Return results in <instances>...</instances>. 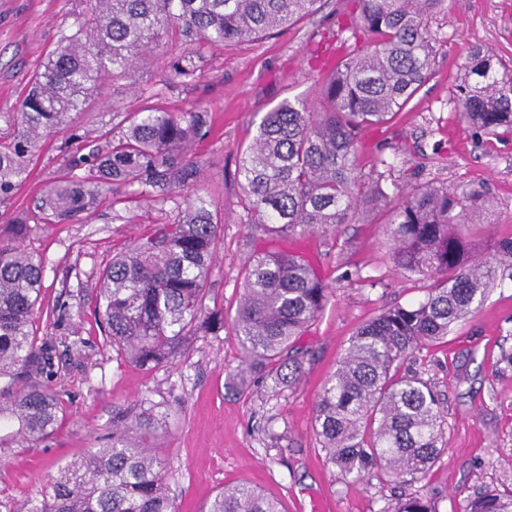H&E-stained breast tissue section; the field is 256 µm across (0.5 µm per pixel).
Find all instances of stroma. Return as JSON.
I'll return each instance as SVG.
<instances>
[{
  "label": "stroma",
  "instance_id": "1",
  "mask_svg": "<svg viewBox=\"0 0 512 512\" xmlns=\"http://www.w3.org/2000/svg\"><path fill=\"white\" fill-rule=\"evenodd\" d=\"M350 0H327L318 13L279 36L217 46L200 62L190 87L166 92L173 112L196 107L212 115V133L197 147L202 175L196 186L224 213V245L215 259L206 304L234 313L243 294L242 267L253 252H288L304 258L330 287L318 318L296 337L302 360L299 384L272 391L270 378L239 388L233 377L241 349L228 329L192 337L169 362L143 370L104 342L94 316L99 272L116 251L134 245L159 216L138 208L136 219L114 218L100 207L77 224H35L26 245L44 257L37 333L56 340L63 358L46 380L63 404L56 430L27 445L15 426L0 428V512L39 496L58 466L112 440L117 411L152 400L166 425L151 444L168 462L177 512H204L225 485L248 482L278 498L285 512H378L393 484H354L325 459L313 430L314 408L325 379L356 329L385 308L421 299L426 279L398 269L385 211L366 222L296 231L264 232L244 221L241 191L233 178L237 154L264 115L283 99L313 100L317 62L330 58L338 15ZM75 0H0V113L12 111L60 31L73 26ZM436 55L431 74L391 123L360 133L363 159L383 155L387 182L408 188L428 183L467 197L462 234L486 254L512 239V133L490 135L458 118V79L471 50L493 52L512 70V0H447L430 22ZM167 71L164 60H146L115 82H104L73 116L92 140L58 135L43 142L31 174L0 212L33 208L42 191L66 171L77 151L104 148L112 110L137 106V90ZM64 308L55 326L47 314ZM512 278L501 277L485 302L457 323L442 342L407 358L401 373H418L438 394L446 420L447 448L416 490L439 512H464L465 499L494 482L512 487Z\"/></svg>",
  "mask_w": 512,
  "mask_h": 512
}]
</instances>
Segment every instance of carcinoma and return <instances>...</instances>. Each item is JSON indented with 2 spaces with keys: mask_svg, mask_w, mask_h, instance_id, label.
<instances>
[{
  "mask_svg": "<svg viewBox=\"0 0 512 512\" xmlns=\"http://www.w3.org/2000/svg\"><path fill=\"white\" fill-rule=\"evenodd\" d=\"M321 0H78L74 26L61 32L0 139V205L29 178L42 141L82 138L71 114L107 76L117 80L162 40L184 49L168 64L166 85L188 86L207 46L257 41L318 10ZM347 26L361 44L326 68L317 101L282 100L265 113L240 150L236 179L247 223L275 234L363 221L389 209L397 266L430 281L422 300L383 310L362 325L329 375L315 405L314 430L327 461L360 483L425 477L445 451L446 422L425 381L399 374L407 356L448 336L484 302L496 282L497 256L512 259V240L482 258L454 232L461 198L446 187L389 189L376 159L361 164L358 133L389 122L427 79L435 55L429 31L445 0H353ZM487 50L471 51L459 85L461 115L488 134L512 132V73ZM151 93L127 112L105 153L74 154L31 213L0 230V422L18 425L28 444L62 420L56 395L38 378L53 372L54 341L34 330L44 265L23 241L30 223L73 224L107 198L130 211L151 201L163 214L132 247L112 255L99 276L94 315L109 345L151 370L181 353L200 331L224 327V310L204 305L211 264L224 244V217L209 194L189 191L200 160L195 145L211 132L209 114L171 112ZM244 292L231 317L242 348L240 372L263 376L278 364L273 387L301 378L289 344L325 308L328 285L288 253L253 254L243 265ZM144 407L112 422V442L59 468L47 490L11 512H176L165 459L146 445L164 420ZM208 512H284L250 483L226 485ZM379 512H438L420 494L387 499ZM464 512H512V490L485 486Z\"/></svg>",
  "mask_w": 512,
  "mask_h": 512,
  "instance_id": "obj_1",
  "label": "carcinoma"
}]
</instances>
